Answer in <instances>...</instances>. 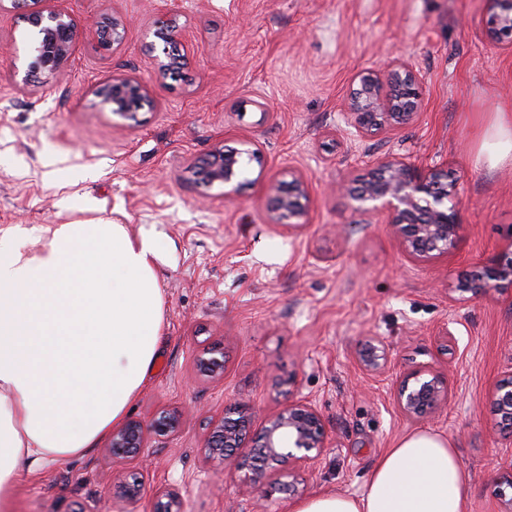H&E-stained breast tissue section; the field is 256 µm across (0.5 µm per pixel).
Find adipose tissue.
<instances>
[{
    "mask_svg": "<svg viewBox=\"0 0 512 512\" xmlns=\"http://www.w3.org/2000/svg\"><path fill=\"white\" fill-rule=\"evenodd\" d=\"M160 252L156 234L105 220L0 228V512L22 470L88 455L124 420L158 357ZM472 494L448 438L418 432L360 493L320 492L293 512H470Z\"/></svg>",
    "mask_w": 512,
    "mask_h": 512,
    "instance_id": "1",
    "label": "adipose tissue"
}]
</instances>
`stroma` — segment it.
<instances>
[{"label":"stroma","instance_id":"1","mask_svg":"<svg viewBox=\"0 0 512 512\" xmlns=\"http://www.w3.org/2000/svg\"><path fill=\"white\" fill-rule=\"evenodd\" d=\"M77 23V46L55 73L32 71L38 39L24 10L0 8V228L104 218L157 233L167 244L156 274L165 325L158 359L127 417L148 432L138 458L97 446L84 458L27 474L12 512H153L164 492L185 512H292L295 499L359 492L403 435L431 431L458 448L474 485L471 512H507L512 432L493 392L512 370V287L474 296L454 289L475 266L512 247V159L480 156L493 112L512 113V37L481 34L483 0H59ZM168 13L180 31L181 68L158 76ZM121 17L126 38L101 49L90 20ZM409 63L421 106L415 120L360 138L343 108L363 70ZM146 80L155 105L125 126L93 90L112 74ZM249 149L237 191L200 200L196 165L211 150ZM446 172L464 231L430 263L408 260L383 213H364L338 182L359 186L384 157ZM301 172L311 186L307 225L272 222L269 188ZM449 327L451 339L439 332ZM381 372L358 353L371 338ZM216 350L224 375H202ZM426 366L450 400L407 417L396 394ZM253 434L294 400H312L327 446L308 467L285 461L261 487L295 482L296 498L239 489L238 467L210 461L213 421L239 399ZM183 412L173 434L151 423ZM120 478L144 493L126 501ZM358 357L365 370L378 372L385 365V347L379 339L373 338L359 351Z\"/></svg>","mask_w":512,"mask_h":512}]
</instances>
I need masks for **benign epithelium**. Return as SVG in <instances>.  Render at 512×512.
Listing matches in <instances>:
<instances>
[{
	"label": "benign epithelium",
	"mask_w": 512,
	"mask_h": 512,
	"mask_svg": "<svg viewBox=\"0 0 512 512\" xmlns=\"http://www.w3.org/2000/svg\"><path fill=\"white\" fill-rule=\"evenodd\" d=\"M488 19L483 35L494 41L512 34V0H485ZM34 24L41 28L42 47L33 68L56 71L76 48V30L70 14L50 8L31 13ZM97 34L105 35L107 46L118 47L125 39L123 20L101 15L93 21ZM344 123L364 137L374 132L414 120L419 108V90L412 67L392 61L382 69H367L357 76ZM95 96L112 115L131 126L138 114L154 103L148 85L140 78L114 74L95 90ZM258 152L242 153L218 148L210 152L198 166L199 184L208 189L216 184L226 187L228 196L238 188L247 161L257 159ZM290 180L276 186L273 198L275 223L298 229L311 206L308 181L297 172L288 173ZM364 212H385L390 228L401 238L405 256L413 262H428L448 253L462 237L455 207L448 205L450 191L447 175L440 171L421 173L412 164L394 157L380 160L361 187L350 192ZM503 284L512 286V256L500 258L490 265L474 267L461 278L456 288L464 293L482 294ZM386 361L385 347L374 338L359 351V362L370 372L380 371ZM201 372L219 377L224 372L223 360L215 355L204 358ZM449 399L448 387L435 375L415 369L400 382L397 402L409 417H427ZM495 409L501 423L512 427V370L499 381L495 391ZM181 414L173 412L158 419L153 428L158 433L178 431ZM250 407L238 402L225 416L213 424L205 451L213 461L223 464L244 447L251 434ZM145 428L129 420L112 432L107 451L114 457L134 458L143 448ZM325 448L322 419L307 399L288 404L265 421L251 447V474L240 479L239 486L256 489L257 476L278 462L291 460L300 466L313 462ZM115 490L128 500H136L142 492L138 480L121 481Z\"/></svg>",
	"instance_id": "obj_1"
}]
</instances>
